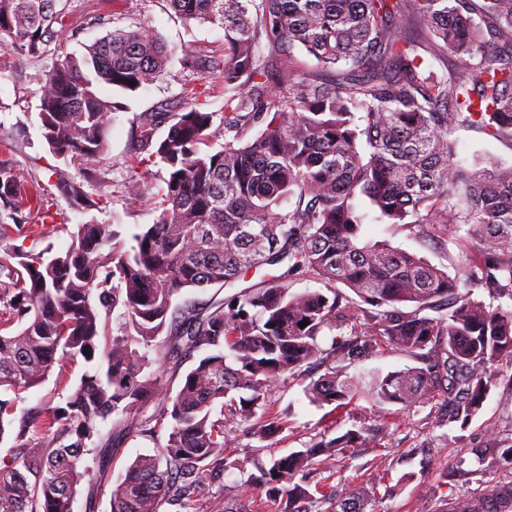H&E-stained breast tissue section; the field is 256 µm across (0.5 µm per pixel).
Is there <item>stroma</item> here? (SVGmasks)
Returning a JSON list of instances; mask_svg holds the SVG:
<instances>
[{"label": "stroma", "instance_id": "35a3bbf8", "mask_svg": "<svg viewBox=\"0 0 512 512\" xmlns=\"http://www.w3.org/2000/svg\"><path fill=\"white\" fill-rule=\"evenodd\" d=\"M67 12L65 32L48 43L41 57L0 49V161L10 162L27 178L38 181L57 214L51 223L31 210L26 223L17 225L7 209L0 208V228L5 231L0 245L5 247L37 252L46 249L56 254L70 246L77 225L89 222L113 225L125 244H132L134 234L155 223L159 216L157 203L165 173L163 166L153 167L141 199L134 204L127 201L124 187L131 175L130 136L138 115L160 105L178 111L183 87L196 84L209 89L206 110L219 115L224 112L221 77L182 65L186 50L205 59L222 54V28L184 21L168 10L164 0H67ZM134 22L148 24L171 50L166 73L133 95L99 85L102 98L123 105L122 110L111 115L105 153L94 162L58 157L39 129L37 106L42 71L56 58L81 55L86 45ZM453 140L456 159L465 168H473L480 158L512 163L511 144L478 130H457ZM65 181L81 183L90 199L103 201V208L75 209L61 187ZM360 208L367 215L366 239L388 241L452 271L462 265L465 255L455 238L433 244L403 227L375 221L368 203H361ZM64 369L68 385H60L56 375H49L43 384L23 393L19 408L32 407L49 398L57 404L64 402L88 365L81 360L69 361ZM494 370L500 384L467 425L449 421L447 406L433 402L390 417L375 447L347 448L333 456L314 459L308 470L295 476V483L317 484L323 494L374 493L375 512H442L448 500L479 490L472 475L477 464L471 450L485 443L490 427H497L502 437L512 436V363L495 365ZM307 383L304 375H286L270 392L267 414L282 423L271 445H264L246 428L230 425L235 442L224 450L230 469L206 485L194 506L167 504L162 512H234L242 502L251 512H282L283 501L267 498L264 491L248 486V479L269 468L274 459L302 450L321 438L339 436L370 417V405L363 399L336 410L310 402L304 392ZM157 446V440L149 437L124 436L115 441L105 460H98L93 453L85 455L93 482L79 487L74 512H111L115 484L137 456L155 453Z\"/></svg>", "mask_w": 512, "mask_h": 512}]
</instances>
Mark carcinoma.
<instances>
[{
  "label": "carcinoma",
  "mask_w": 512,
  "mask_h": 512,
  "mask_svg": "<svg viewBox=\"0 0 512 512\" xmlns=\"http://www.w3.org/2000/svg\"><path fill=\"white\" fill-rule=\"evenodd\" d=\"M186 21L224 29L221 58L190 51V69L224 80V121L203 108L197 86L181 107L158 106L137 117L127 199H140L156 161L166 176L156 222L125 248L110 224H80L69 248L52 257L0 251V442L14 435L11 464L0 466V512H73L89 475L84 454L104 458L112 439L98 420L120 416V431L165 442L141 455L112 490V512H161L195 502L224 473L234 440L224 413L261 440L280 424L265 416L267 396L284 374L314 361L325 373L305 387L320 406L354 398L375 406L373 424L276 459L249 479L288 512H310L314 493L292 476L335 449L362 448L384 418L438 398L466 425L498 386L493 366L512 362V308L491 309L460 288L512 296V164L485 161L474 171L454 161L458 129L512 143V0H166ZM64 0H0V46L39 57L66 28ZM318 62L301 70L294 50ZM451 54L460 74L438 72ZM170 52L140 23L117 28L77 57L56 60L41 79L42 134L53 151L86 162L106 147L119 102L98 95L108 84L134 94L165 71ZM168 126L167 135L156 138ZM224 134V145L211 139ZM64 189L82 209L97 205L81 184ZM22 199L54 220L39 184L0 162V201ZM364 199L376 220L435 242L466 230L477 248L463 276L363 236ZM288 264L260 287L243 288L206 307L173 304L184 288L233 287L247 273ZM323 284L293 293L288 278ZM123 308L122 333L96 358L102 311ZM437 312L431 316L426 311ZM308 321L304 328L302 321ZM337 332L329 351L318 338ZM166 335L164 344L157 343ZM413 365L351 376L356 361L382 346ZM89 353H84V347ZM159 366L183 376L176 395L159 398ZM94 364L66 397L17 410L16 396L41 385L55 364ZM153 412H148L150 405ZM470 453L484 481L512 445L496 431ZM333 512H367L351 495ZM443 512H512V487H501Z\"/></svg>",
  "instance_id": "carcinoma-1"
}]
</instances>
